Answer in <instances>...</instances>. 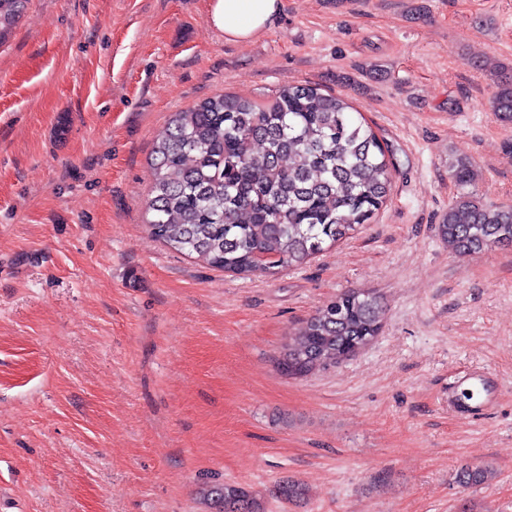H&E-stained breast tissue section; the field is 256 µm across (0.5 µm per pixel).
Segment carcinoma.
Here are the masks:
<instances>
[{
    "instance_id": "obj_1",
    "label": "carcinoma",
    "mask_w": 512,
    "mask_h": 512,
    "mask_svg": "<svg viewBox=\"0 0 512 512\" xmlns=\"http://www.w3.org/2000/svg\"><path fill=\"white\" fill-rule=\"evenodd\" d=\"M29 0H0V44ZM492 108L512 123V80L498 84ZM341 96L310 85H288L264 108L220 94L173 115L154 145L148 230L164 246L238 275L299 267L353 235L386 202L393 163L376 134L357 121ZM464 192L439 231L456 251L512 246V205L488 206L468 190L470 161L450 164ZM275 265L261 268L255 257ZM381 322L375 297L348 289L320 308L286 344L279 365L306 375L352 356L361 337ZM486 466L465 465L456 478L479 486ZM275 495L296 504L306 487L282 480ZM213 512H265V498L239 484L204 491Z\"/></svg>"
}]
</instances>
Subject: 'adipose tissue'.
I'll return each instance as SVG.
<instances>
[{
    "instance_id": "1",
    "label": "adipose tissue",
    "mask_w": 512,
    "mask_h": 512,
    "mask_svg": "<svg viewBox=\"0 0 512 512\" xmlns=\"http://www.w3.org/2000/svg\"><path fill=\"white\" fill-rule=\"evenodd\" d=\"M280 0H209L210 25L226 40L248 42L271 27Z\"/></svg>"
}]
</instances>
